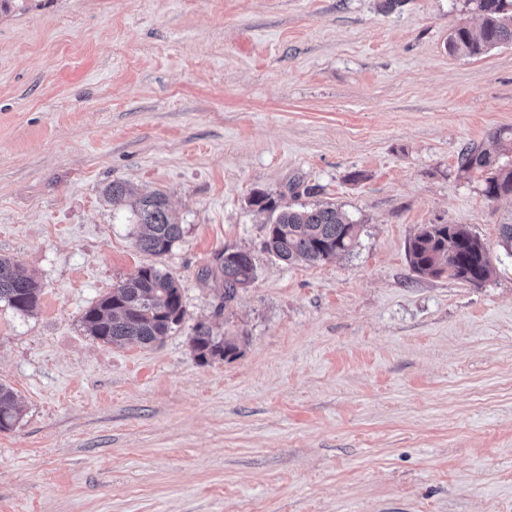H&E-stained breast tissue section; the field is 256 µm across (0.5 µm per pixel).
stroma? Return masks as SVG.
<instances>
[{
  "mask_svg": "<svg viewBox=\"0 0 512 512\" xmlns=\"http://www.w3.org/2000/svg\"><path fill=\"white\" fill-rule=\"evenodd\" d=\"M9 0L0 8V256L41 287L0 302V512H512V198L459 176L512 141V45L448 52L471 0ZM162 192V258L106 187ZM319 186L314 196L305 187ZM257 192L331 203L352 251L287 265ZM426 224L486 244L481 284L413 271ZM245 250L230 309L208 277ZM154 263L185 316L106 344L85 310ZM238 339L200 363L198 322ZM231 250V251H229ZM209 272L219 276L224 283L221 308L226 309L256 279V267L249 252L224 249L213 257ZM18 419L17 395L11 387L0 383V431L10 430Z\"/></svg>",
  "mask_w": 512,
  "mask_h": 512,
  "instance_id": "stroma-1",
  "label": "stroma"
}]
</instances>
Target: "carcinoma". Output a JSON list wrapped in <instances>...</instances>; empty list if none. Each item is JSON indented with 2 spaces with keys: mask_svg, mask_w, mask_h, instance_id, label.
<instances>
[{
  "mask_svg": "<svg viewBox=\"0 0 512 512\" xmlns=\"http://www.w3.org/2000/svg\"><path fill=\"white\" fill-rule=\"evenodd\" d=\"M480 17L476 29L456 26L448 38V52L459 57L480 56L491 49L512 44V0H473ZM502 150L491 151L473 144L461 154L458 171L464 175L482 173V194L488 200L512 197V162L501 160ZM260 212L276 214L265 225V250L276 260L290 264L319 265L351 250L358 236V224L331 205L300 206L282 204L264 193L250 199ZM133 223L142 226L136 239L140 251L162 257L181 236L166 196L145 192L130 205ZM412 269L423 276L443 275L478 284L493 271L489 252L482 240L460 224H428L408 242ZM210 272L224 283L222 308H227L256 279L250 253L221 250L214 254ZM41 296L39 282L19 274L12 261L0 256V301L19 313L36 310ZM182 289L177 277L147 265L123 281L97 304L88 308L82 323L95 339L105 344L147 346L167 335L182 321ZM196 357L207 362L236 353L237 346L210 325L200 322L190 339ZM19 419L14 390L0 383V431L10 430Z\"/></svg>",
  "mask_w": 512,
  "mask_h": 512,
  "instance_id": "carcinoma-1",
  "label": "carcinoma"
}]
</instances>
